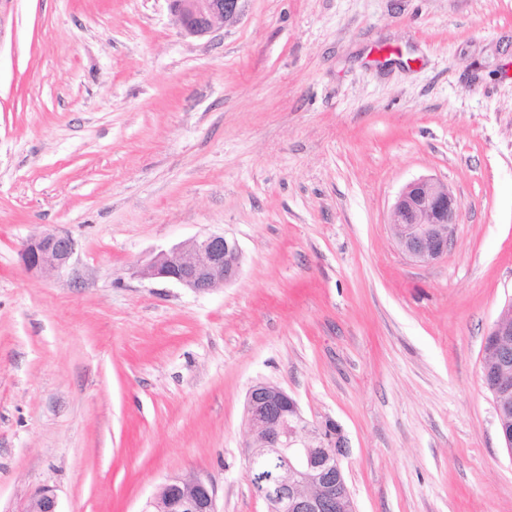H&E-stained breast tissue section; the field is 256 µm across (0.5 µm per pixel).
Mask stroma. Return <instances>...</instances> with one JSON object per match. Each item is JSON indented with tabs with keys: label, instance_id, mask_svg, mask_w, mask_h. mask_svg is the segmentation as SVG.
<instances>
[{
	"label": "stroma",
	"instance_id": "obj_1",
	"mask_svg": "<svg viewBox=\"0 0 512 512\" xmlns=\"http://www.w3.org/2000/svg\"><path fill=\"white\" fill-rule=\"evenodd\" d=\"M463 212L445 256L396 248L409 181ZM76 243L28 273L23 241ZM211 233L231 283L140 271ZM512 299V0H245L183 36L167 0H0V512H142L202 475L268 512L245 397L333 420L358 512H512L481 378ZM75 253L73 239L56 229H45L25 240L19 251L29 273L56 275L65 270ZM25 512H61L58 496L51 488H42L31 498Z\"/></svg>",
	"mask_w": 512,
	"mask_h": 512
}]
</instances>
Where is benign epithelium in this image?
Returning a JSON list of instances; mask_svg holds the SVG:
<instances>
[{
    "instance_id": "1",
    "label": "benign epithelium",
    "mask_w": 512,
    "mask_h": 512,
    "mask_svg": "<svg viewBox=\"0 0 512 512\" xmlns=\"http://www.w3.org/2000/svg\"><path fill=\"white\" fill-rule=\"evenodd\" d=\"M171 14L186 37H204L236 21L244 0H167ZM462 203L448 185L421 177L408 182L391 205V228L398 249L414 263L444 256L452 244ZM75 253L73 239L56 229H45L25 240L19 251L29 273L56 275ZM242 266L238 242L224 234L196 238L161 252L142 275L165 279L195 294H207L234 281ZM483 345L481 377L490 392L497 418L512 414V299L490 328ZM250 441L245 459L253 493L272 512H357L342 459L344 439L331 421L311 425L302 417L295 399L276 384L258 382L245 399ZM277 457L273 470L259 461ZM26 512H60L58 496L42 488ZM142 512H218L216 488L202 476L173 477Z\"/></svg>"
}]
</instances>
